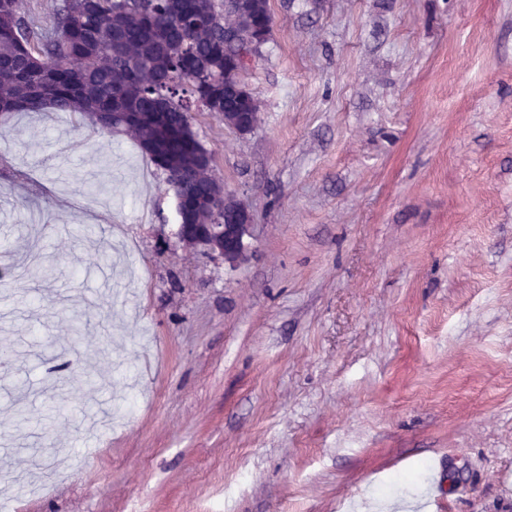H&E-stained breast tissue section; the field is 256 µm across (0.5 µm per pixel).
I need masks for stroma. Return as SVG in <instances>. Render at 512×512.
Masks as SVG:
<instances>
[{"instance_id":"stroma-1","label":"stroma","mask_w":512,"mask_h":512,"mask_svg":"<svg viewBox=\"0 0 512 512\" xmlns=\"http://www.w3.org/2000/svg\"><path fill=\"white\" fill-rule=\"evenodd\" d=\"M268 6L259 127L190 112L236 270L132 137L0 114L18 512H512V0Z\"/></svg>"}]
</instances>
